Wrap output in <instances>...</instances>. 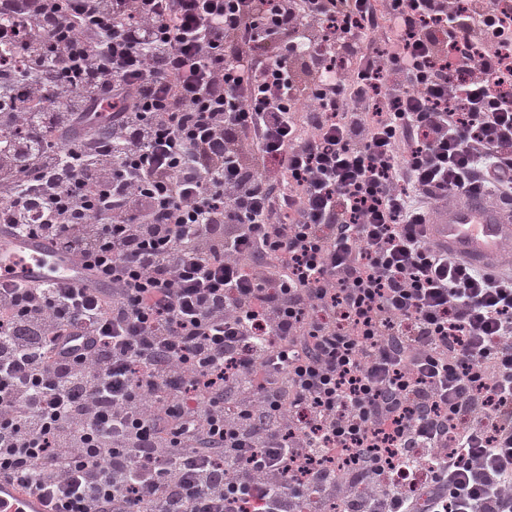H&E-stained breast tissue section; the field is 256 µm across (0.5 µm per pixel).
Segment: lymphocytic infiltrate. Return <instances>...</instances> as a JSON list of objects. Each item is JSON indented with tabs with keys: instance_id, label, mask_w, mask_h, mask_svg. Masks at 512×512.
Wrapping results in <instances>:
<instances>
[{
	"instance_id": "1",
	"label": "lymphocytic infiltrate",
	"mask_w": 512,
	"mask_h": 512,
	"mask_svg": "<svg viewBox=\"0 0 512 512\" xmlns=\"http://www.w3.org/2000/svg\"><path fill=\"white\" fill-rule=\"evenodd\" d=\"M512 0H0V474L56 512H512ZM428 483L408 494L386 466ZM434 242L480 269H512V208L479 191L433 217ZM25 253L33 262L17 267L19 254ZM9 280L29 287L56 282L68 288H94L112 291V281L103 279L73 253L60 249L54 241L38 237H17L0 230V281Z\"/></svg>"
}]
</instances>
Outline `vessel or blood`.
Returning <instances> with one entry per match:
<instances>
[{
    "mask_svg": "<svg viewBox=\"0 0 512 512\" xmlns=\"http://www.w3.org/2000/svg\"><path fill=\"white\" fill-rule=\"evenodd\" d=\"M433 222L435 243L472 266L512 268V208L491 202L483 192H472L455 207L436 213ZM4 276L29 287L55 282L68 288L112 289L111 280L54 241L0 230V278ZM11 500L34 502L21 480L0 475V512H11Z\"/></svg>",
    "mask_w": 512,
    "mask_h": 512,
    "instance_id": "1",
    "label": "vessel or blood"
}]
</instances>
